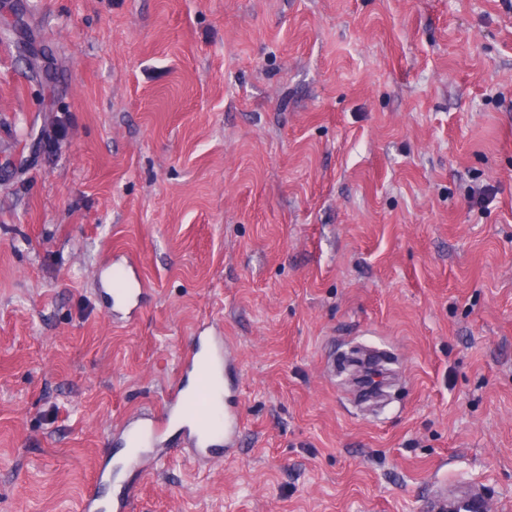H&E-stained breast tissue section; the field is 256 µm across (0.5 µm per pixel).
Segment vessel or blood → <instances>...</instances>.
I'll return each mask as SVG.
<instances>
[{"mask_svg": "<svg viewBox=\"0 0 512 512\" xmlns=\"http://www.w3.org/2000/svg\"><path fill=\"white\" fill-rule=\"evenodd\" d=\"M125 270L122 287L113 289L112 295L121 307L134 315L146 285L133 263H126ZM230 359L223 335H211L206 327H199L193 349L182 356L178 365L176 382L164 393L162 413L138 414L121 430L140 468L148 466L150 451L144 446L145 439L160 438L174 416L188 421L183 428V441L185 453L195 465H211L236 450L243 428L242 413L230 403L222 409L215 404L216 393H223L230 400L238 388L236 378L224 373ZM428 508L430 512H486L484 499L469 494L433 498Z\"/></svg>", "mask_w": 512, "mask_h": 512, "instance_id": "b4317fda", "label": "vessel or blood"}]
</instances>
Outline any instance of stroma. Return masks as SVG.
I'll return each mask as SVG.
<instances>
[{
  "label": "stroma",
  "instance_id": "1",
  "mask_svg": "<svg viewBox=\"0 0 512 512\" xmlns=\"http://www.w3.org/2000/svg\"><path fill=\"white\" fill-rule=\"evenodd\" d=\"M116 256L148 288L131 320L103 291ZM208 323L239 448L197 469L171 426L137 473L115 429L160 409ZM442 482L512 512V10L10 0L0 512L130 486L131 512H426Z\"/></svg>",
  "mask_w": 512,
  "mask_h": 512
}]
</instances>
